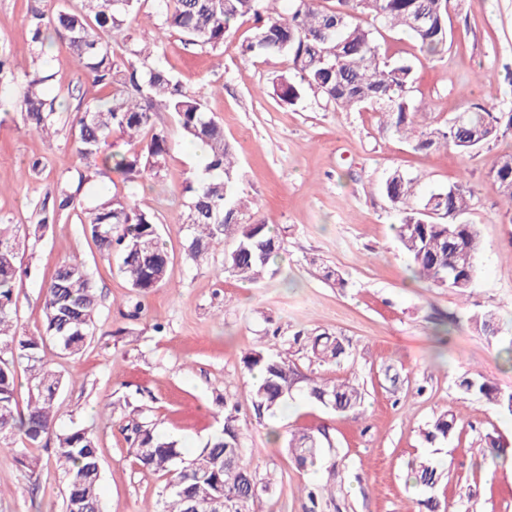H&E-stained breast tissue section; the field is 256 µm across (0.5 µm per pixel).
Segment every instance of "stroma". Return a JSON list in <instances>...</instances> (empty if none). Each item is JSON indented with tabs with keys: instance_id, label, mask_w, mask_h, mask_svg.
I'll list each match as a JSON object with an SVG mask.
<instances>
[{
	"instance_id": "35a3bbf8",
	"label": "stroma",
	"mask_w": 512,
	"mask_h": 512,
	"mask_svg": "<svg viewBox=\"0 0 512 512\" xmlns=\"http://www.w3.org/2000/svg\"><path fill=\"white\" fill-rule=\"evenodd\" d=\"M33 5L47 2L0 0V54L13 52L18 78L29 69L24 47ZM448 27V46L433 59L408 34L383 33L386 56L414 65L413 96L426 107L417 122L445 123L473 103L512 111V0H451ZM253 33L246 17L220 50L189 46L164 26L157 0H142L132 45L114 47L125 56L133 45H159L160 63L204 101L236 147L238 194L286 243L275 274L256 283L224 274L227 241L214 244L207 261H189L178 188L203 160L172 114L156 113L157 126L174 142L160 175L130 184L112 173L86 190L91 203L134 194L162 222L172 258L168 279L143 297L135 319L117 258L100 255L76 215L36 227L39 201L80 165L74 114L105 89L91 86L58 41L45 57L53 75L48 94L59 105L55 134L24 130L12 98L0 99V222L16 235L18 328L33 334L41 326L42 289L62 262L85 264L99 297L96 329L83 353L65 358L48 342L41 356L67 380L58 400L63 424L95 431L103 512H161L170 476L138 463L135 426L176 440L189 459L222 429L227 401L238 406L233 426L258 485L250 512H418L426 498L451 512H512V464H495L486 454L494 442L512 448V414L458 387L461 378L478 374L512 392V367L501 352L512 342V213L487 181L512 156V129L463 158L452 149L412 150L370 110L342 112L310 93L283 104L271 86L288 59L242 57L238 46ZM36 158L42 166L33 173ZM395 171L418 177L425 192L463 178L473 188L464 219L477 226L483 250L466 295L414 274L397 241L398 213L382 191ZM326 267L340 273L345 287L323 278ZM486 312L500 321L499 340L474 321ZM324 332L343 344L339 359L314 355L312 340ZM259 350L282 353L302 378L355 383L364 396L359 415L337 414L299 390L274 414L256 415L244 359ZM446 413L456 416L455 429L428 441L432 423ZM296 428L325 430L327 464L302 467L288 454L286 438ZM55 453L52 442L32 449L39 462L34 480L18 462V446L0 445V512H64L67 485ZM423 458L439 467L430 489L410 476L411 462ZM323 485L329 493L310 501L308 488Z\"/></svg>"
}]
</instances>
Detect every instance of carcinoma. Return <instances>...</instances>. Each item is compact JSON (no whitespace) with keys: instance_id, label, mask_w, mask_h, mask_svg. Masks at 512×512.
<instances>
[{"instance_id":"carcinoma-1","label":"carcinoma","mask_w":512,"mask_h":512,"mask_svg":"<svg viewBox=\"0 0 512 512\" xmlns=\"http://www.w3.org/2000/svg\"><path fill=\"white\" fill-rule=\"evenodd\" d=\"M139 2L63 0L57 7L28 14L30 71L24 75L15 104L31 131L47 136L57 122L54 100L45 93L52 80L42 58L48 39L65 42L75 66L92 86L110 89L107 99L76 113L72 128L81 167L59 180L45 196L39 205V223L49 224L65 213L77 214L100 255H118L119 269L137 298L166 282L170 258L161 243V223L155 214L116 194L93 208L84 207L82 200L84 186L97 177L116 172L133 182L144 173L162 171L171 145L167 131L155 127L153 115L164 110L174 115L182 135L208 147L202 170L183 188L187 201L178 223L190 229L188 259L199 264L214 243L231 238L234 244L224 254V273L257 282L270 272L271 264L285 250V241L271 225L255 219L235 194L239 161L224 139L223 127L171 71L152 60L159 46L133 49L128 58H119L112 50L111 42L132 39ZM158 2L165 27L180 32L188 44L212 51L223 47L238 19L252 18L255 33L242 52L288 56L290 74L280 76L274 85L280 101L293 105L310 91L343 112L371 108L380 113L384 129L406 139L415 151L451 145L464 156L497 139L501 128H512V112H499L488 104H471L442 125H417L415 115L424 111V105L412 96L413 63L408 59L391 63L381 54V31L401 29L417 42L420 52L439 55L450 37L449 0H336L332 8L319 6L318 0H289L284 13L269 10L264 6L266 0ZM362 16L371 18V25H362ZM102 32L111 34L112 41L102 39ZM115 133L128 138V151L105 150ZM415 183L416 179L395 171L383 185L384 194L401 215V247L419 278L464 294L474 284L482 250L476 225L461 220L473 189L461 180L419 196ZM489 184L496 185V193L512 205V158L491 173ZM15 249L12 229L0 223V443L22 445L24 456L28 449L55 437L57 462L68 481L65 512H102L96 442L83 426L58 430L56 401L65 381L40 356L48 339L55 342L60 355H79L92 336L98 299L86 267L66 262L43 288L40 331L33 335L19 332L13 291L19 273ZM312 349L323 360L344 353L341 342L327 333L314 339ZM22 360L34 381L24 412L18 409L15 371V362ZM245 367L259 373L252 378L249 394L260 415L274 413L299 383L295 367L282 356L256 351L245 357ZM459 388L512 413V393L501 391L480 375L463 378ZM306 392L339 414L357 415L363 404L360 388L349 381L330 385L309 379ZM232 421V414L225 415L224 429L188 461L176 441L143 425L136 428L133 443L138 462L171 474L163 512H188L194 497L201 499L200 512H247L257 483L242 463L243 448ZM455 425L453 415H443L434 422L428 438H446ZM322 436L319 429L293 431L288 452L302 466L322 463ZM412 474L423 487H432L438 479L427 459L415 464Z\"/></svg>"}]
</instances>
